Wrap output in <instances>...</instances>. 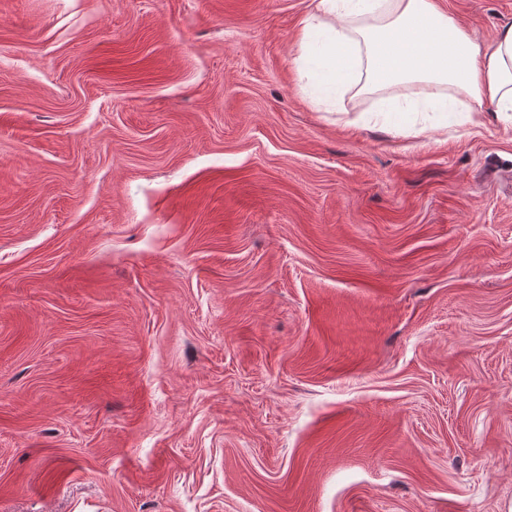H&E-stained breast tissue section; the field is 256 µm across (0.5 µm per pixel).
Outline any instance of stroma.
<instances>
[{
	"label": "stroma",
	"instance_id": "obj_1",
	"mask_svg": "<svg viewBox=\"0 0 512 512\" xmlns=\"http://www.w3.org/2000/svg\"><path fill=\"white\" fill-rule=\"evenodd\" d=\"M315 4L0 0V512H512V121L314 104Z\"/></svg>",
	"mask_w": 512,
	"mask_h": 512
}]
</instances>
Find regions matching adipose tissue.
Returning a JSON list of instances; mask_svg holds the SVG:
<instances>
[{"mask_svg": "<svg viewBox=\"0 0 512 512\" xmlns=\"http://www.w3.org/2000/svg\"><path fill=\"white\" fill-rule=\"evenodd\" d=\"M299 60L320 99L380 93L398 132L407 112L466 120L489 103L512 113V25L481 44L434 0H319L301 21Z\"/></svg>", "mask_w": 512, "mask_h": 512, "instance_id": "adipose-tissue-1", "label": "adipose tissue"}]
</instances>
